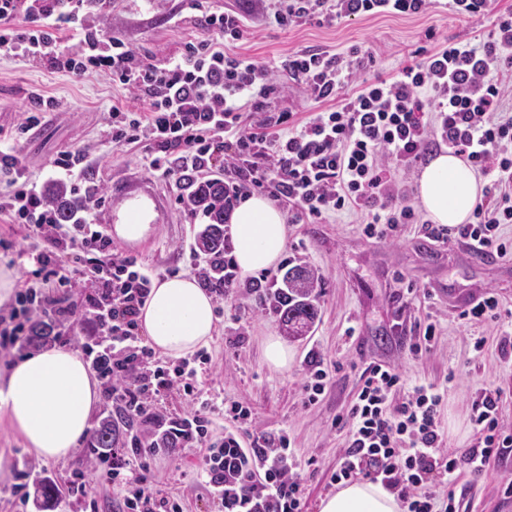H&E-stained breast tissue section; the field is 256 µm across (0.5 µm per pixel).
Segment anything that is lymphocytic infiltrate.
I'll list each match as a JSON object with an SVG mask.
<instances>
[{"label":"lymphocytic infiltrate","instance_id":"f902f5d3","mask_svg":"<svg viewBox=\"0 0 512 512\" xmlns=\"http://www.w3.org/2000/svg\"><path fill=\"white\" fill-rule=\"evenodd\" d=\"M97 0H0V50L42 61L73 79L109 76L134 100L113 108L112 143H147L143 158L154 175L181 183L214 164L224 171V206L253 192L287 203L295 220L318 223L357 208L370 220L363 233L385 240L417 223L408 192L397 180L428 152L446 148L464 157L491 184L476 204L474 221L449 227L426 225L441 243L460 240L478 253L512 260V10L492 13L491 0H448L456 17L494 28L473 45L434 48L397 75L352 83L361 62L359 47L336 54L305 49L281 67L304 85L323 109L307 120L294 113L265 111L264 102L284 92L273 69L236 50L245 17L210 12L206 37L157 64L114 37ZM428 0H279L265 24L287 29L308 22L368 16L406 17L423 13ZM73 31L75 44L58 34ZM12 135L0 128V212L11 223L29 225L40 240L35 264L13 302L0 310V350L34 343L36 326L51 325L56 336L79 327L80 349L101 384L105 400L120 417L112 433L132 456L124 463L101 449L93 464L103 482L122 494V512H184L175 497L160 496L145 454L173 456L188 448L205 451L203 484L219 512H303L302 484L286 432L247 436L249 407L230 404L225 418L234 428L213 438L215 406L205 398L202 378L211 356L198 351L173 362L156 354L139 332L138 310L157 276L136 268L112 245L98 222L94 195H86L70 223L58 220L41 185L27 171ZM82 293L81 304L71 297ZM345 417L344 456L330 484L362 478L395 493L402 512H460L456 492L439 499L431 486L438 476L456 484L459 466L486 470L492 459L512 451L503 429L502 387L481 388L469 401L473 438L464 459L443 448L441 394L430 385L406 386L402 375L371 364ZM399 403H391L394 393ZM178 396L183 413L165 414L160 403Z\"/></svg>","mask_w":512,"mask_h":512}]
</instances>
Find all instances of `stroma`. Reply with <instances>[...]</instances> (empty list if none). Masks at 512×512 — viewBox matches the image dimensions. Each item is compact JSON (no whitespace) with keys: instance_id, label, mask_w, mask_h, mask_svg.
<instances>
[{"instance_id":"stroma-1","label":"stroma","mask_w":512,"mask_h":512,"mask_svg":"<svg viewBox=\"0 0 512 512\" xmlns=\"http://www.w3.org/2000/svg\"><path fill=\"white\" fill-rule=\"evenodd\" d=\"M274 2L212 0L211 5L218 11L245 14L249 23L240 42L242 51L276 67L305 48L340 53L359 46L375 58L372 66L358 72L361 80L376 73L394 76L418 49L430 50L446 41L464 45L475 33L486 34L492 28L491 20L475 25L450 14L446 0H434L430 10L412 18H346L279 29L261 22L263 12ZM175 10L181 13V22H172ZM104 15L112 35L157 63L207 31L204 12L192 9L191 0H108ZM430 31L435 34L431 40L426 37ZM278 78L288 89L266 99L267 111L294 112L301 118L321 111V104L304 85L290 81L281 70ZM38 93L54 97L58 106L45 112L38 128L19 137L33 178H46L50 158L71 145L88 148L92 162L83 184L100 197H108L113 176L145 174L144 146H113L107 123L112 107L129 105L126 91L104 76L93 74L76 81L48 72L41 62L0 52V127L14 129L29 99ZM154 184L169 202L168 223L152 225L141 242L119 240L115 246L138 265L161 274H191L184 249L195 243L205 220L177 202V190L169 181L158 178ZM366 220L365 213L344 211L323 223L289 225L285 258L314 269L321 278L316 290L319 316L308 332L285 337L272 305L254 289L241 287L217 311L216 332L207 345L213 365L205 383L208 398L217 404L237 402L251 407V430H283L290 435L303 478L305 512H316L319 499L333 491L328 476L340 464L346 446L345 432L336 421L346 416L360 375L369 364L397 369L407 384H430L442 393L446 450L457 457L473 434L468 410L471 394L489 384L512 391V356L500 357L496 347L501 334L512 331V261L492 255L475 257L462 244L432 241L418 224L405 225L399 239L370 240L362 233ZM4 236L11 237L15 246L0 248V263L13 265L21 273L33 270L27 254L37 241L28 228L0 219V238ZM488 291L500 301V318L460 319V312ZM431 320L439 328L432 349L412 357L410 345L417 341L420 327ZM269 336L285 337L292 349L287 370L267 364L264 342ZM477 336L488 339L484 352L472 347ZM312 353L323 360L330 381L319 400L309 405L303 378ZM0 453L11 460L8 471L0 472V512H16L11 487L25 468L42 469L65 484L73 472L89 465L82 444L64 460L36 458L1 416ZM202 458V450L189 448L179 456L150 461L157 487L180 498L185 512H216L200 478ZM458 475V484L465 490L463 512H512V497L502 491L504 480L512 479V453L493 459L483 473L463 467Z\"/></svg>"}]
</instances>
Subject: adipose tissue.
Listing matches in <instances>:
<instances>
[{
  "label": "adipose tissue",
  "mask_w": 512,
  "mask_h": 512,
  "mask_svg": "<svg viewBox=\"0 0 512 512\" xmlns=\"http://www.w3.org/2000/svg\"><path fill=\"white\" fill-rule=\"evenodd\" d=\"M482 177L459 156L439 153L417 181L416 197L436 224L466 223L483 194ZM229 222L242 276L276 264L288 237L284 213L268 199L241 200ZM139 321L149 344L181 358L207 345L215 328L211 295L183 275L156 280ZM99 400L97 381L78 353L53 347L29 354L0 374V413L43 460L67 458L90 428ZM317 512H401L394 493L382 484L355 481L320 498Z\"/></svg>",
  "instance_id": "1"
}]
</instances>
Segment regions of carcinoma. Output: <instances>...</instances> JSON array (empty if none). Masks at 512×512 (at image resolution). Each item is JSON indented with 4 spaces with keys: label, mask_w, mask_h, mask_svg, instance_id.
Instances as JSON below:
<instances>
[{
    "label": "carcinoma",
    "mask_w": 512,
    "mask_h": 512,
    "mask_svg": "<svg viewBox=\"0 0 512 512\" xmlns=\"http://www.w3.org/2000/svg\"><path fill=\"white\" fill-rule=\"evenodd\" d=\"M50 197L58 208L59 216L67 221L81 208V202L69 195L62 187L52 190ZM190 204L203 211L209 224L199 234L197 246L199 251L210 261L212 283L222 286L224 271V180L216 178L199 187H194ZM318 278L306 266L296 265L287 269L283 276V287L273 295V307L280 315L282 325L290 336H299L309 330L318 318L316 293ZM112 420L107 419L92 431L88 448H111ZM39 507L50 508L53 502L64 493L60 484L46 480L39 487Z\"/></svg>",
    "instance_id": "obj_1"
}]
</instances>
